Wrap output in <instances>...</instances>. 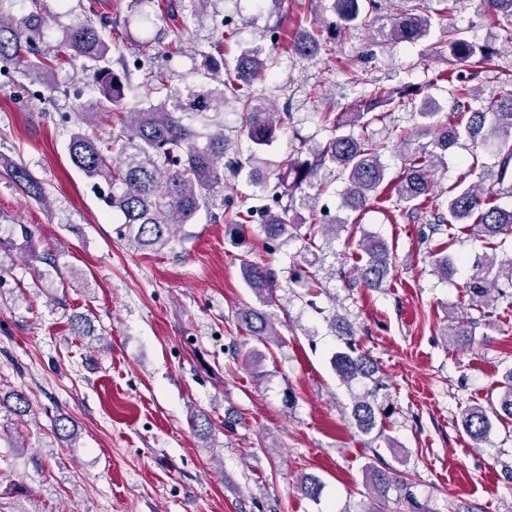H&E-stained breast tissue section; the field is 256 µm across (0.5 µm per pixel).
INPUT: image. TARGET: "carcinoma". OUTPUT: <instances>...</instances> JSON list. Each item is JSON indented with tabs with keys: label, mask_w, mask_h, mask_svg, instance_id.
Returning <instances> with one entry per match:
<instances>
[{
	"label": "carcinoma",
	"mask_w": 512,
	"mask_h": 512,
	"mask_svg": "<svg viewBox=\"0 0 512 512\" xmlns=\"http://www.w3.org/2000/svg\"><path fill=\"white\" fill-rule=\"evenodd\" d=\"M25 15L15 20L0 16V66L19 72L42 75L46 83L56 85V70L70 61L82 62L83 76L98 86V112H110L122 104L131 93L139 98L141 106L125 115L123 126L103 139L96 133L76 132L68 146L72 164L89 178L104 181L108 192L101 195L105 204L124 217L120 236L138 250H159L177 236L178 230L190 223L197 213L209 211L215 222L224 220L225 233L236 240L243 233L242 220L257 218L262 224L266 240L302 234L305 248L316 246V239L327 242L336 239L346 221L318 212L319 194H310L316 186L321 170L334 168L344 180L342 206L354 212H363L376 203L390 200L415 217L432 196L437 168L442 164V153L461 139L474 147L492 145L497 162L495 169L474 182L459 180L444 191L445 198L435 201L434 223L431 232L443 224H468L477 234L498 238L512 234V208L504 209L495 203L493 189L507 185L512 191V93L490 103L484 109L473 108L477 95L461 76L448 72L444 79L457 82L452 92L448 121L437 120L440 108L423 89H391L376 86L367 99L350 112H325L323 122L330 125L334 136L327 143L302 158L303 150H296V158L284 176H266L258 180L260 206L233 210V204L224 199V181L232 178L243 164L257 162V152L271 144L283 129L285 118L266 97L254 92V84L269 76L271 55L261 48L243 51L237 58L234 76L224 78V63L214 65L208 81L178 87L171 77L150 65L129 68L124 53L117 59L120 69L112 64V42L107 31L108 22L95 9V0L85 6L87 16L63 30L61 43L54 53L40 52L37 41L44 38L55 22L45 0H24ZM210 0H173L167 5L172 13H180L195 20L208 17ZM487 14L509 13L512 0H481ZM335 20L330 28L335 35L351 31L364 17L381 10L379 0H333ZM432 27V17L419 8L398 10L391 18L390 28L382 33L385 40L399 43H417ZM322 48L321 39L308 34L294 44L301 55L311 56ZM449 56L471 68L484 69L494 52L466 39L457 31L448 32ZM164 93L162 99L157 94ZM235 104L240 110L242 131L253 150L245 161H224L226 139L224 123L215 122L199 144V133L192 126L194 116L215 117L224 114V108ZM411 108L421 124L434 134L433 149L417 150L407 155L398 177L388 178L387 166L381 161L383 146L354 133L371 122L381 120L387 113L380 107ZM119 147L117 156L112 148ZM15 187L36 203L47 207L50 196L46 183L27 166L16 164L8 170ZM309 211L311 222L290 224L288 212L296 207ZM306 232H301V228ZM361 251L355 265L359 283L368 289L382 287L395 264L388 244L381 238L367 235L358 243ZM246 286L261 304H270L278 284L274 273L249 260L241 259ZM512 288V260L503 261L491 254L465 285L469 299L486 305L493 293L505 297V289ZM238 325L262 343L276 335L270 315L262 308L246 306L236 311ZM345 349L331 358L336 375L346 384L369 381L372 387L354 397L350 410L353 425L363 434H371L378 425V391L383 387L377 377L376 361L362 351L355 340L354 329L346 324L341 330ZM449 335L454 342L470 347L473 335L460 322H455ZM512 419V373L501 392L489 407L479 404L467 407L461 423L466 435L479 443L491 430L490 415ZM366 485L372 494L369 512H384L388 493L395 489L404 494L410 504L409 512H429L410 492L409 483L389 470L369 464L365 467Z\"/></svg>",
	"instance_id": "obj_1"
}]
</instances>
